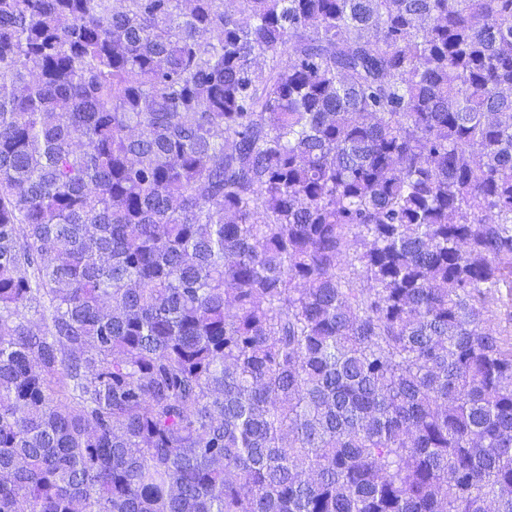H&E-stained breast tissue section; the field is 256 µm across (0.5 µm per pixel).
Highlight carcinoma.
I'll return each mask as SVG.
<instances>
[{"label": "carcinoma", "mask_w": 512, "mask_h": 512, "mask_svg": "<svg viewBox=\"0 0 512 512\" xmlns=\"http://www.w3.org/2000/svg\"><path fill=\"white\" fill-rule=\"evenodd\" d=\"M235 3L0 0V512H512V0ZM500 291L505 305L499 307L497 316L491 323V327L500 331H508V335L505 337L512 339V288L503 286L500 288Z\"/></svg>", "instance_id": "carcinoma-1"}]
</instances>
